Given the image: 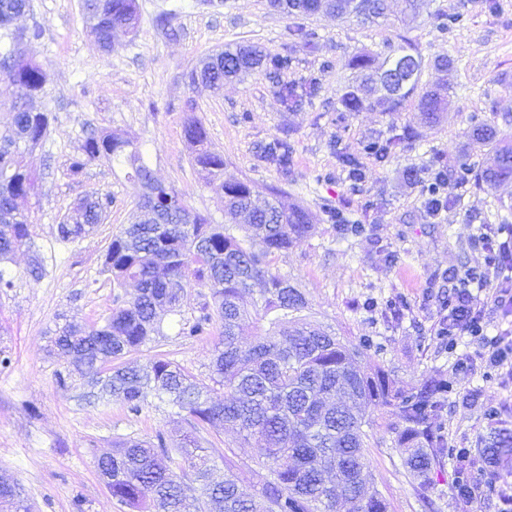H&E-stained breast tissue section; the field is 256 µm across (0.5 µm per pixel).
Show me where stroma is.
<instances>
[{
    "instance_id": "obj_1",
    "label": "stroma",
    "mask_w": 512,
    "mask_h": 512,
    "mask_svg": "<svg viewBox=\"0 0 512 512\" xmlns=\"http://www.w3.org/2000/svg\"><path fill=\"white\" fill-rule=\"evenodd\" d=\"M133 33L118 34L111 53H103L87 34L83 0H31L17 26H41L43 36L29 55L48 68L51 80L41 100L51 113L42 145L24 162L36 178L28 202L32 222L30 248L6 267L13 285L0 290V475L16 480L31 512H128L112 497L94 462L95 454L114 440L147 438L174 428L168 406H146L134 415L119 402L83 407L71 389L60 387V365L46 351L50 329L61 318L94 322L106 317L116 294L100 275L104 255L120 228L129 224L141 194L121 166L105 161L90 165L80 178L69 176V159L92 132L117 130L135 140L155 177L175 189L195 210L224 223V199L201 179L193 162L184 123L197 118L207 131V148L222 154L226 175L251 182L259 195L283 192L319 216L311 234L272 266L300 288L312 319L333 326L338 336L359 341L375 336L385 349L377 362L398 385L418 386L431 370L452 375L454 390L440 422L449 448H476L487 434L486 409L501 410L512 421L503 399L512 379L489 371L487 348L468 336L456 351L436 338L449 295L465 271L484 265L481 225H512V183L491 191L466 188L449 198L447 208L428 212L418 186L406 178L408 168L426 170L432 155L453 161L462 156L484 163L489 156L467 149L471 115L502 120L512 115V0H431L430 13L414 29L398 24L364 27L326 15L288 16L272 10L268 0H137ZM460 12L462 26L441 34L436 17ZM170 24H161L163 15ZM315 32L313 48L301 47L293 31ZM408 40L425 63L453 59L447 75L453 88L447 116L434 125L421 122L415 102L395 115L345 112L340 97L357 72L348 65L358 53L383 61L390 46ZM242 43L271 53L291 55L290 69L277 76L259 70L212 91L191 85L190 72L225 45ZM317 82L318 92L296 108H285L279 84ZM419 138L397 148L386 164L365 156L364 141L403 127ZM276 137L294 146L288 171L264 156ZM361 158L367 177L353 184L329 148ZM112 193L115 203L96 230L74 242L57 239V225L82 197ZM331 207L372 225L363 239H342L322 221ZM45 266L40 279L27 269L32 256ZM401 294L407 309L367 313V298ZM158 349L194 374L206 375L212 340L189 338L167 328ZM472 355L473 368L455 362ZM375 443L367 451L371 484L388 504V512H499L496 490L488 480L512 481V458L495 467L474 465L485 483L468 500L454 491V457H446L431 474L432 487L421 493L419 481L405 468L383 429L373 428Z\"/></svg>"
}]
</instances>
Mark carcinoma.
Returning a JSON list of instances; mask_svg holds the SVG:
<instances>
[{"label": "carcinoma", "mask_w": 512, "mask_h": 512, "mask_svg": "<svg viewBox=\"0 0 512 512\" xmlns=\"http://www.w3.org/2000/svg\"><path fill=\"white\" fill-rule=\"evenodd\" d=\"M401 22H418L430 0H402ZM269 6L288 15L311 16L324 12L339 20L363 25L388 18L387 0H269ZM94 17L88 35L106 53L118 30L131 32L137 24L136 0H84ZM30 9V0H0V18ZM0 52V71L18 87L13 94L11 125L0 130V264L12 261L31 240L26 203L34 192V175L24 164L25 153L40 145L49 129V111L32 110V99L45 93L48 71L27 56L25 46L42 36L38 25L23 29ZM287 55L270 54L260 46L226 49L205 64L191 82L218 88L264 67L276 74L290 68ZM348 65L363 72L360 84L342 100L349 112L364 110L394 113L412 97L426 123H438L448 109V87L438 80L422 82L425 66L406 44L390 47L381 66L368 54L353 56ZM310 84L279 86L285 105H297L315 95ZM468 139L494 153L483 167L467 159L453 172L457 182L493 189L512 180V139L488 121L474 123ZM185 136L199 146L195 165L205 184L224 195L229 222L243 228L240 239L224 224L192 209L179 194L155 179L139 146L117 131L91 133L69 159L68 171L78 177L90 164L106 160L127 168L126 175L142 187L134 220L116 233L105 254L103 272L112 286L135 284V291L112 309L103 323L65 320L56 324L48 353L62 362L56 381L65 386L80 382L79 404L106 406L120 401L139 414L153 397L185 415L188 430L170 438L159 432L152 439L119 438L112 457L96 461L97 469L112 477V497L133 512H387L384 499L367 484V429L377 424L393 434V444L404 466L426 482L434 466L448 456V441L436 427L443 416L453 382L442 373L427 376L420 386L404 389L382 366L364 369L358 359L379 354L381 345L370 336L354 344L308 320L305 294L274 271L270 256L288 250L308 235L313 216L302 206H285L278 192L262 202L250 182L224 178V156L203 148L206 131L194 117L185 122ZM417 132L368 142L365 151L382 162ZM351 178H364L360 163L345 155L339 142L329 143ZM271 162L288 170L293 146L277 138L265 148ZM448 166L439 162L431 176L420 181L429 200L446 202ZM111 194L80 199L57 225L63 242L88 235L112 208ZM327 221L342 238L361 237L366 225L334 209ZM204 284L209 296L197 314L184 317L187 289ZM402 297L371 298L370 311L397 310ZM179 317L177 335L213 336L214 356L209 373L198 377L178 362L155 357L142 367L122 359L165 336L163 325ZM257 331L244 346L245 329ZM223 429L237 434L241 443L255 440L264 448L259 464L268 471L261 488L244 485L241 467L224 459V479L210 480L213 459L201 446V433ZM482 461L491 466L512 454V428L495 427L484 439ZM470 460H460L457 495H472L467 471ZM189 479L198 495L181 494ZM0 509L28 512L20 485L0 477Z\"/></svg>", "instance_id": "cac0c4a2"}]
</instances>
